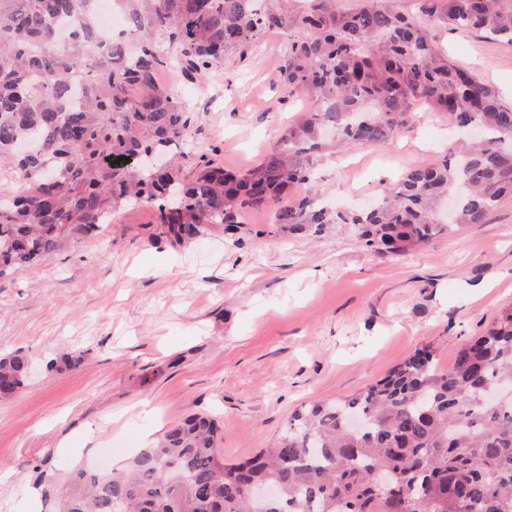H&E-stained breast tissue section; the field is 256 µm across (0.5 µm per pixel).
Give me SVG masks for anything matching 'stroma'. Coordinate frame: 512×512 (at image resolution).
Segmentation results:
<instances>
[{
  "instance_id": "obj_1",
  "label": "stroma",
  "mask_w": 512,
  "mask_h": 512,
  "mask_svg": "<svg viewBox=\"0 0 512 512\" xmlns=\"http://www.w3.org/2000/svg\"><path fill=\"white\" fill-rule=\"evenodd\" d=\"M290 24L246 57L190 79L159 72L192 111L185 170L200 155L243 172L308 101L283 102L276 75ZM440 51L512 102V44L435 29ZM454 143L440 114L415 111L389 144H339L316 169L326 203L382 198ZM273 207L237 231L209 227L181 244L159 236L147 205L123 208L49 260L0 277V354L36 369L0 401V512H43L38 470L119 467L144 441L195 414L215 417L231 460L271 447L300 404L350 396L415 350L440 369L512 307V198L484 223L453 227L402 257L364 245L353 226L277 234ZM83 355L63 366L64 355ZM58 371L45 370L48 361Z\"/></svg>"
}]
</instances>
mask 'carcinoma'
<instances>
[{
    "label": "carcinoma",
    "mask_w": 512,
    "mask_h": 512,
    "mask_svg": "<svg viewBox=\"0 0 512 512\" xmlns=\"http://www.w3.org/2000/svg\"><path fill=\"white\" fill-rule=\"evenodd\" d=\"M97 0H0V158L15 162L21 186L0 199V274L52 257L71 237L135 200L157 211L175 243L206 224L235 230L243 215L274 210L277 231L314 235L356 224L365 246L402 256L448 228L441 200L456 196L457 223L481 224L512 195V103L436 51L429 26L489 32L512 43V0H423L427 24L358 0H309L291 16L279 82L313 111L291 126L257 166L228 173L212 159L189 176L173 147L187 134L188 105L160 83L176 60L188 78L240 57L283 14L267 0H116L130 43L96 19ZM424 105L480 143L402 175L372 208L318 206L313 159L305 152L332 129L352 146H384ZM28 144L20 156L16 146ZM28 360L0 356V397L26 386ZM512 307L461 348L448 370L417 349L360 393L303 405L273 447L244 462L218 448L220 426L199 413L171 425L157 443L105 473L76 468L60 487L44 472L52 512H512ZM363 422L354 432L349 418ZM270 483L280 498L262 508L248 497Z\"/></svg>",
    "instance_id": "cac0c4a2"
}]
</instances>
